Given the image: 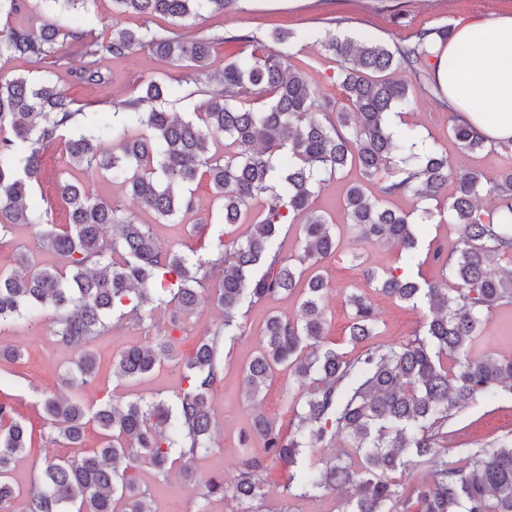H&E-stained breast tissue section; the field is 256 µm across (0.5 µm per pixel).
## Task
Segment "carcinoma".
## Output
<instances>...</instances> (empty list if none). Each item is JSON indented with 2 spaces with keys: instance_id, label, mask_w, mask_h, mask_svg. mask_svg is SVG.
Returning a JSON list of instances; mask_svg holds the SVG:
<instances>
[{
  "instance_id": "cac0c4a2",
  "label": "carcinoma",
  "mask_w": 512,
  "mask_h": 512,
  "mask_svg": "<svg viewBox=\"0 0 512 512\" xmlns=\"http://www.w3.org/2000/svg\"><path fill=\"white\" fill-rule=\"evenodd\" d=\"M61 19L39 30H0V58H53L59 40L79 61L72 71L87 83L102 79L107 58L148 49L171 67L203 78L198 111L185 117L166 101L180 86L147 81L141 94L121 103L139 132H123L107 147L94 127L75 129L77 111L52 75L0 79V238L19 224L36 229L38 249L56 262L23 253L9 271L0 267V327L48 315L58 342L77 353L63 380L69 388L91 386L97 359L91 343L109 329L107 320L143 322L169 313L158 335L121 350L116 374L136 379L169 362L183 370L187 387L174 404L153 397L126 403L112 394L93 406L64 393L44 395L42 409L53 442L83 446L85 429L102 435L100 446L49 460L24 489L11 480L32 435L8 399L0 400V509L11 512H154L149 490L128 470L149 465L157 477L172 471L193 478L196 460L215 447L209 396L224 378V344L236 339L253 305L294 295L297 313H269L257 351L243 370L246 396L257 402L282 370L309 381L296 399L297 424L285 434L261 412L240 438L262 441L263 454L243 453L229 488L211 480L198 495L231 496L238 512H262L267 472L288 470L284 492L291 503L351 486L355 495L342 512H512V440L468 448L448 456V423L476 398L512 394V355L493 356L481 347L483 317L512 307V267L497 272L490 262L512 260V169L493 178L454 169L448 154L419 149L409 132L392 130L393 109L408 103L413 85L383 77L402 71L419 88L432 82L434 44L453 35L449 25L423 28L414 40L390 49L369 40L333 39L326 52L340 62L348 105L320 104L307 75L292 63L286 32L272 39L281 50L259 48L250 56L208 69L215 39L161 33L148 26L112 27L109 38L73 23L94 0H50ZM117 14L182 20L203 10L221 13L231 0H112ZM262 101L253 110L236 99ZM450 133L464 153L487 148L475 128L454 123ZM224 138L230 150L210 152ZM61 141L70 167L81 175L103 171L121 178L125 193L154 218L140 220L119 200L93 196L72 174L60 179L68 224L43 218L28 204L46 148ZM347 170L358 173L344 194L345 224L358 242L398 249L400 267L369 270L367 282L399 302L428 306L413 338L402 344L371 343L377 315L364 294L346 297L350 324L346 343L354 357L324 342L328 281L322 261L336 254L332 218L311 207L322 186ZM207 176L220 202L223 230L211 250L196 257L161 247L153 224L183 222L194 205L191 187ZM495 204L482 205L485 197ZM394 197L414 200L395 209ZM264 201L259 220L250 204ZM435 201L459 228L450 247L421 250L415 228L427 224ZM301 227V250L283 253L284 226ZM429 264L435 279L409 272ZM207 296L222 311L219 323L198 340L187 359L177 346L184 319ZM348 451L336 454V442ZM418 470L408 487L395 474Z\"/></svg>"
}]
</instances>
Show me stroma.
Returning <instances> with one entry per match:
<instances>
[{
  "mask_svg": "<svg viewBox=\"0 0 512 512\" xmlns=\"http://www.w3.org/2000/svg\"><path fill=\"white\" fill-rule=\"evenodd\" d=\"M512 14V0H233L224 12H204L181 21L168 18L144 20L138 16L114 14L112 0H96L90 10L79 15L85 28L108 30L111 26L136 28L150 25L156 30L173 29L184 34L204 32L215 35L210 62L212 69H223L226 62L248 54L253 46L241 42L240 37L250 34L261 40L267 49H274L272 31H291V51L296 66H307L308 75L321 102H344L345 95L339 78V65L335 57L322 47L331 36H351L368 39L394 47L412 40L422 28L451 25L460 27L472 21L500 14ZM103 81L90 84L75 79L68 65L54 66L46 60L28 58H0V78L19 75L41 77L52 75L59 87L81 109L79 124L93 123L109 133H121L130 128L128 115L116 111L115 103L136 97L141 83L154 79H179L183 82L184 96L171 98L170 111L183 115L196 110L202 101L195 95L196 77L186 69L166 65L146 50L105 60ZM407 128L416 131L426 145L447 151L453 166L495 176L512 167V151H484L476 154L461 153L450 135L452 125L448 110L439 107L434 99L422 91H415L401 116ZM70 164L62 145L47 149L42 158L41 176L35 182L28 202L38 213L48 214L54 223L67 219V210L57 193V180L69 172ZM353 174L343 181L332 182L321 189L313 200V207L332 213L340 225L336 230L340 238L337 252L323 261L321 271L332 291L327 296L329 319L326 343L345 348L349 316L345 295L350 290L366 293L378 311L379 340L397 343L406 340L420 329L426 313L425 307H413L375 291L367 284L365 271L373 267L383 269L397 264L396 250L377 244L355 243L351 232L342 227L344 214L342 197ZM214 193L208 179H200L193 186L194 211L186 224H158L154 233L159 243L177 247L186 254L205 253L220 227L214 216ZM298 300L284 296L273 304H255L243 323V334L224 347V380L209 397L212 413L223 427L220 446L195 464L196 479L204 483L220 478L232 483L237 475L242 455L240 437L247 430L252 406L244 394L241 367L258 346L259 324L267 310L284 316L295 315ZM165 314H156L152 326H140L126 321L114 326L110 332L96 339L92 348L98 361V383L82 389L80 398L86 404H95L103 390L118 395H158L174 400L183 385L182 371L175 366L156 370L135 386L118 380L113 373V360L117 352L129 345L142 343L148 328H163ZM21 350L22 358L15 363H0V394L8 395L18 415L24 420L37 440L16 464L14 481L22 486L30 484L45 460L66 458L73 451L43 439L44 420L41 408L43 393L56 390L65 368L76 359L74 352L62 348L51 332L48 319L31 323L20 322L0 329V345ZM302 392L299 380L288 374L276 377L262 395L263 412L275 419L283 431L294 428V400ZM453 438L450 455H459L466 448H478L512 436V395L483 396L464 408L452 422ZM139 483L148 485L155 512H236L237 504L231 499L217 497L204 500L192 494L176 477L156 478L149 466L134 471Z\"/></svg>",
  "mask_w": 512,
  "mask_h": 512,
  "instance_id": "35a3bbf8",
  "label": "stroma"
}]
</instances>
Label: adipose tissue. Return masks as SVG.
<instances>
[{
    "label": "adipose tissue",
    "mask_w": 512,
    "mask_h": 512,
    "mask_svg": "<svg viewBox=\"0 0 512 512\" xmlns=\"http://www.w3.org/2000/svg\"><path fill=\"white\" fill-rule=\"evenodd\" d=\"M433 55L435 82L449 111L487 140H512V14L459 27Z\"/></svg>",
    "instance_id": "ef3b65f1"
}]
</instances>
